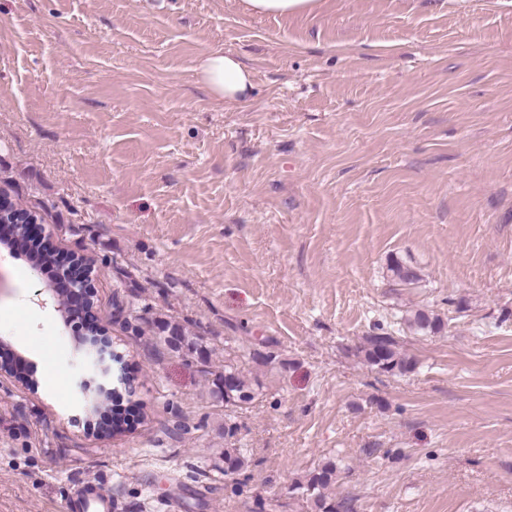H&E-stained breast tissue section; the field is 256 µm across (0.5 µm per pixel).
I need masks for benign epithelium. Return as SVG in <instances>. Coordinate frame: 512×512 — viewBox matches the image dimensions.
Segmentation results:
<instances>
[{
  "label": "benign epithelium",
  "instance_id": "7a95c632",
  "mask_svg": "<svg viewBox=\"0 0 512 512\" xmlns=\"http://www.w3.org/2000/svg\"><path fill=\"white\" fill-rule=\"evenodd\" d=\"M47 296L76 325L75 349L82 370L75 376V404L87 414L91 403L128 382L125 355L115 348L96 315L97 289L88 257L73 255L62 263Z\"/></svg>",
  "mask_w": 512,
  "mask_h": 512
}]
</instances>
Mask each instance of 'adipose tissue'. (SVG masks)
<instances>
[{
  "mask_svg": "<svg viewBox=\"0 0 512 512\" xmlns=\"http://www.w3.org/2000/svg\"><path fill=\"white\" fill-rule=\"evenodd\" d=\"M199 74L211 94L228 104L244 101L253 86L251 71L237 57L221 52L206 54Z\"/></svg>",
  "mask_w": 512,
  "mask_h": 512,
  "instance_id": "obj_1",
  "label": "adipose tissue"
}]
</instances>
